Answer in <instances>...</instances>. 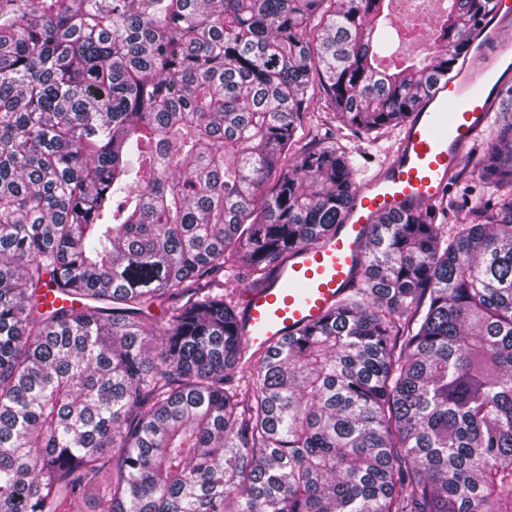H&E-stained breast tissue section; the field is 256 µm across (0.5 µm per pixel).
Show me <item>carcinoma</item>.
<instances>
[{
  "label": "carcinoma",
  "instance_id": "obj_1",
  "mask_svg": "<svg viewBox=\"0 0 512 512\" xmlns=\"http://www.w3.org/2000/svg\"><path fill=\"white\" fill-rule=\"evenodd\" d=\"M389 2L0 0V512H512V115L486 198L376 216L315 324L249 353L214 286L344 223L352 153L292 159L314 79L387 132L491 0L385 67Z\"/></svg>",
  "mask_w": 512,
  "mask_h": 512
}]
</instances>
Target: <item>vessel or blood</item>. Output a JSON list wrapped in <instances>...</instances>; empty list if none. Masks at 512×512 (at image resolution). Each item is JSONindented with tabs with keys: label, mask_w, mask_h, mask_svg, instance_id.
<instances>
[{
	"label": "vessel or blood",
	"mask_w": 512,
	"mask_h": 512,
	"mask_svg": "<svg viewBox=\"0 0 512 512\" xmlns=\"http://www.w3.org/2000/svg\"><path fill=\"white\" fill-rule=\"evenodd\" d=\"M495 4L477 39L486 67L512 61V44L502 42ZM495 78L475 75L470 65L449 72L431 99L411 115L383 170L361 189L345 221L320 245L291 256L275 282L250 290L243 304L241 334L253 348L268 349L318 319L357 276L363 247L376 215L417 209L439 201L459 168L469 143L490 116Z\"/></svg>",
	"instance_id": "b4317fda"
}]
</instances>
